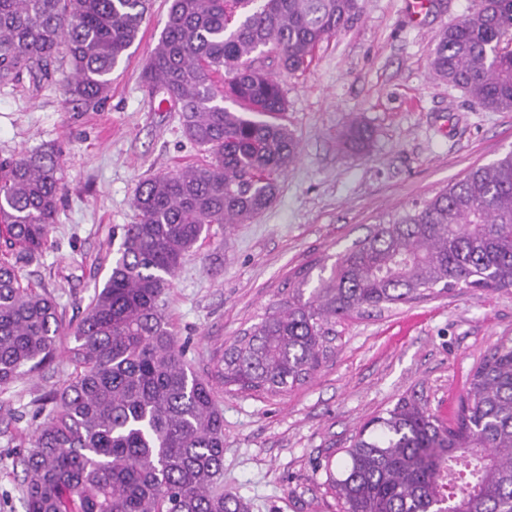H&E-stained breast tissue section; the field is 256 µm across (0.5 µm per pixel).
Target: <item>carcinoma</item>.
Masks as SVG:
<instances>
[{
	"instance_id": "1",
	"label": "carcinoma",
	"mask_w": 512,
	"mask_h": 512,
	"mask_svg": "<svg viewBox=\"0 0 512 512\" xmlns=\"http://www.w3.org/2000/svg\"><path fill=\"white\" fill-rule=\"evenodd\" d=\"M149 0H0V87L54 86L97 106L146 21ZM359 11V0H171L142 71L181 113L210 160L142 181L137 221L64 350L72 368L20 447L25 512H247L224 493V413L215 385L280 394L331 352L336 319L421 299L436 288H512V151L429 200L375 225L328 276L224 347L211 375L186 360L160 301L213 224H240L274 202L298 143L287 101L252 54L288 72ZM512 0H482L445 29L431 67L484 109L512 111ZM68 58L59 78L54 61ZM371 131L343 134L365 150ZM61 151L0 158V388L49 365L62 321L56 299L21 265L53 246L66 191ZM362 429L329 489L340 512H512V339L472 370L453 419L403 397Z\"/></svg>"
}]
</instances>
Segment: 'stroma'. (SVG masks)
<instances>
[{"mask_svg": "<svg viewBox=\"0 0 512 512\" xmlns=\"http://www.w3.org/2000/svg\"><path fill=\"white\" fill-rule=\"evenodd\" d=\"M169 5L150 0L101 108L63 105L52 88L0 87V157L63 149L67 192L54 246L21 274L56 297L68 328L117 256L113 228L136 218L138 183L207 159L141 79ZM477 5L360 0L358 16L321 45L308 70L276 71L299 154L273 205L244 224L212 225L163 297L199 375L209 374L225 343L287 300L299 269L317 282L374 225L512 150V112L485 110L431 69L439 34ZM354 120L372 132L361 154L339 142ZM505 337L512 288L457 287L337 320L331 354L292 391L217 387L225 491L250 512H338L326 470L340 468L363 425L413 394L440 419L452 418L471 369ZM68 372L59 355L0 388V512H25L18 441L41 422V403Z\"/></svg>", "mask_w": 512, "mask_h": 512, "instance_id": "obj_1", "label": "stroma"}]
</instances>
